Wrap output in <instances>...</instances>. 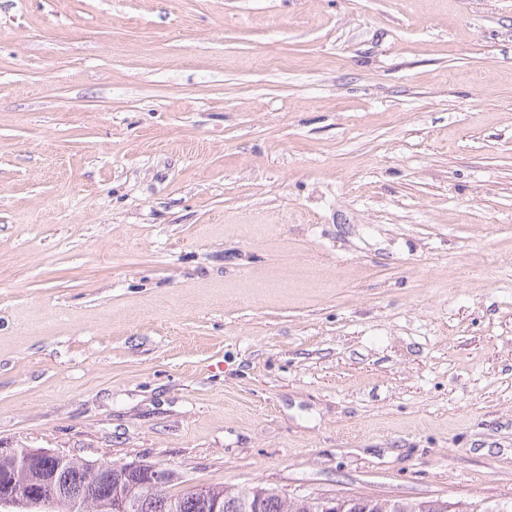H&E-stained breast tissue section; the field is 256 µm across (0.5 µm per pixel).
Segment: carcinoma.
Returning a JSON list of instances; mask_svg holds the SVG:
<instances>
[{
  "mask_svg": "<svg viewBox=\"0 0 512 512\" xmlns=\"http://www.w3.org/2000/svg\"><path fill=\"white\" fill-rule=\"evenodd\" d=\"M54 471L63 478L65 493L85 496L83 512H114V503L118 501L122 502L124 512H211L210 502L215 498L224 501V512H251L250 503L257 491L263 494L262 512H320L315 502L282 498L271 487L239 489L215 485L169 494L145 484L125 464L112 465V476L108 477L99 473L95 464L73 457L60 460L46 455L29 467L18 459L0 458V482L14 479L34 491L40 490L47 475ZM474 505L473 500L428 499L402 505L394 503L385 512H495L498 507L494 502H487L477 511Z\"/></svg>",
  "mask_w": 512,
  "mask_h": 512,
  "instance_id": "cac0c4a2",
  "label": "carcinoma"
}]
</instances>
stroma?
<instances>
[{"mask_svg":"<svg viewBox=\"0 0 512 512\" xmlns=\"http://www.w3.org/2000/svg\"><path fill=\"white\" fill-rule=\"evenodd\" d=\"M0 445L512 500V0H0Z\"/></svg>","mask_w":512,"mask_h":512,"instance_id":"35a3bbf8","label":"stroma"}]
</instances>
